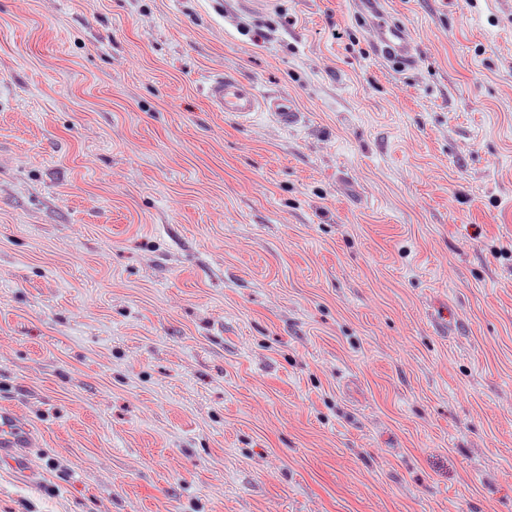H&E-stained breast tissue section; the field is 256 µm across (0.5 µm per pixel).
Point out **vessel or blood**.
<instances>
[{"label":"vessel or blood","mask_w":512,"mask_h":512,"mask_svg":"<svg viewBox=\"0 0 512 512\" xmlns=\"http://www.w3.org/2000/svg\"><path fill=\"white\" fill-rule=\"evenodd\" d=\"M379 35L378 54H392L401 63L412 62L411 43L402 27L389 23L384 11L375 13ZM205 94L212 106L221 112L232 113L241 120L249 119L258 109H266L280 123L286 126L296 124L300 115L283 99H262L252 88L241 84L233 75L226 74L210 78ZM34 445V439L12 412L0 411V457L14 467L27 464V451Z\"/></svg>","instance_id":"1"}]
</instances>
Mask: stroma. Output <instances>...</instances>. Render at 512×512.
<instances>
[{
  "label": "stroma",
  "instance_id": "obj_1",
  "mask_svg": "<svg viewBox=\"0 0 512 512\" xmlns=\"http://www.w3.org/2000/svg\"><path fill=\"white\" fill-rule=\"evenodd\" d=\"M383 9L0 0V512H512V0ZM375 16L379 29L377 53L387 56L390 52L393 57L396 56L397 60L403 64L412 62L411 42L403 28L389 23L386 14L380 8L375 12ZM205 94L216 110L230 112L241 120L249 119L262 106L282 125H295L300 119L286 100H263L252 87L241 84L230 74L210 78ZM19 419L15 413L0 411V457L16 469H24L28 464L26 450L34 446V439Z\"/></svg>",
  "mask_w": 512,
  "mask_h": 512
}]
</instances>
